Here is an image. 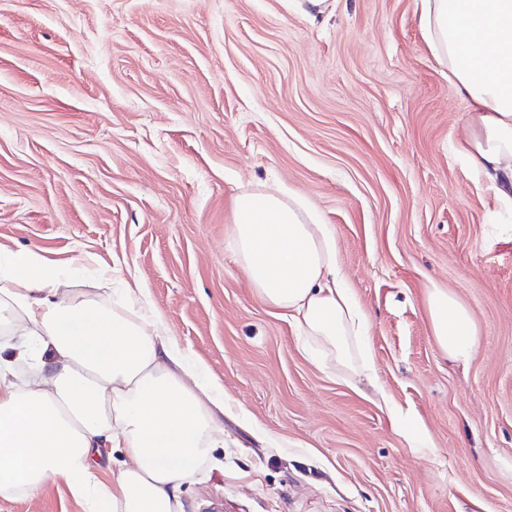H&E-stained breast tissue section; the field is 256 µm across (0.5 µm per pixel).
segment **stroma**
Returning <instances> with one entry per match:
<instances>
[{
	"label": "stroma",
	"mask_w": 512,
	"mask_h": 512,
	"mask_svg": "<svg viewBox=\"0 0 512 512\" xmlns=\"http://www.w3.org/2000/svg\"><path fill=\"white\" fill-rule=\"evenodd\" d=\"M467 108L416 0H0V247L138 284L223 393L224 466L184 512H512V219L454 151ZM277 189L332 226L399 414L241 269L235 199ZM432 282L475 317L468 361L430 330ZM86 509L63 484L0 496Z\"/></svg>",
	"instance_id": "35a3bbf8"
}]
</instances>
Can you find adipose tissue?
Wrapping results in <instances>:
<instances>
[{
    "label": "adipose tissue",
    "mask_w": 512,
    "mask_h": 512,
    "mask_svg": "<svg viewBox=\"0 0 512 512\" xmlns=\"http://www.w3.org/2000/svg\"><path fill=\"white\" fill-rule=\"evenodd\" d=\"M424 40L468 104L456 152L497 210L512 212V0H419ZM238 262L257 295L354 376H371L353 352L366 318L336 257L329 225L295 197L243 193L234 207ZM68 272L32 251L0 257V496L38 495L61 483L90 512H184L182 493L224 440L221 394L199 380L157 321L135 312L138 289L113 306L71 287ZM425 306L440 348L476 351L470 310L429 284ZM30 376L19 382L15 368ZM112 478L98 477L102 456Z\"/></svg>",
    "instance_id": "obj_1"
}]
</instances>
